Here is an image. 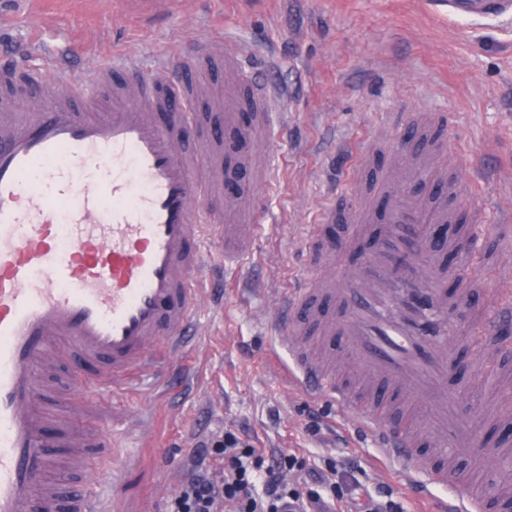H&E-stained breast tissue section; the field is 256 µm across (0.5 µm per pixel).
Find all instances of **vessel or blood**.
<instances>
[{
	"label": "vessel or blood",
	"instance_id": "vessel-or-blood-1",
	"mask_svg": "<svg viewBox=\"0 0 512 512\" xmlns=\"http://www.w3.org/2000/svg\"><path fill=\"white\" fill-rule=\"evenodd\" d=\"M449 4L466 15H512V0ZM219 51L236 82L195 127L180 105L196 88L170 77L177 53L150 73L130 69L111 108H90L82 80L62 68L23 85L36 110L0 113V512H103L85 483L90 459L112 468L101 428L112 412L96 390L163 377L167 354L188 346L213 252L238 267L252 250L260 227L246 218L278 171L251 143L284 94L226 43L204 45L197 68ZM64 79L68 97L56 90ZM244 110L247 128L238 122ZM447 120L403 113L420 151L377 178L381 212L366 204L360 172L376 147L400 151L405 142L377 127L356 147L351 176L303 227L308 273L282 290L274 336L295 389L351 408L359 430L413 481L453 491L465 483L443 451L477 442L448 374L461 337L500 342L512 296L489 289L472 313L466 292L448 293V278L468 279L477 257L462 236L433 230L465 223L471 190L488 179L477 169L465 181L433 163L434 132ZM203 156L252 172L254 186L198 204ZM334 224L346 225L344 237H332ZM66 357L95 366L94 391L59 401L51 436L48 376ZM486 504L473 493L436 501L431 512H485Z\"/></svg>",
	"mask_w": 512,
	"mask_h": 512
}]
</instances>
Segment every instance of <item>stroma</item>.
I'll use <instances>...</instances> for the list:
<instances>
[{
	"label": "stroma",
	"mask_w": 512,
	"mask_h": 512,
	"mask_svg": "<svg viewBox=\"0 0 512 512\" xmlns=\"http://www.w3.org/2000/svg\"><path fill=\"white\" fill-rule=\"evenodd\" d=\"M210 37L265 57L268 77L287 92L279 106L286 131L261 136L278 182L251 218L265 230L248 274L272 294L229 287L218 299L203 291L190 353L174 357L170 381L113 396L119 418L106 431L117 474L102 506L167 512L199 441L245 431L254 447L290 451L314 467L335 463L346 497L386 486L404 512H425L355 417L288 386L269 337L274 293L305 271L299 227L326 200V165L349 170L348 142L372 126L392 124L400 136L399 113H453L456 149L437 161L463 177L476 160L494 173L490 191L471 195V211L491 200L512 206V19L456 16L448 0H0V55L33 71L55 69L63 55L82 74L115 59L148 70L172 49L191 53ZM467 229L485 258L472 273L469 304L477 308L503 252L489 223ZM484 350L481 341L461 342L451 374L479 446L448 461L477 486L492 472L512 476V398L480 388L482 377L512 375V340L494 366Z\"/></svg>",
	"instance_id": "1"
}]
</instances>
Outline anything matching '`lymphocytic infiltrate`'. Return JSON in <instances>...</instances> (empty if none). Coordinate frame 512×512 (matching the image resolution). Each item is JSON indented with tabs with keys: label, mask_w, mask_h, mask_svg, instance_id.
Here are the masks:
<instances>
[{
	"label": "lymphocytic infiltrate",
	"mask_w": 512,
	"mask_h": 512,
	"mask_svg": "<svg viewBox=\"0 0 512 512\" xmlns=\"http://www.w3.org/2000/svg\"><path fill=\"white\" fill-rule=\"evenodd\" d=\"M329 474L293 453H266L235 434L196 448L169 512H336Z\"/></svg>",
	"instance_id": "1"
}]
</instances>
